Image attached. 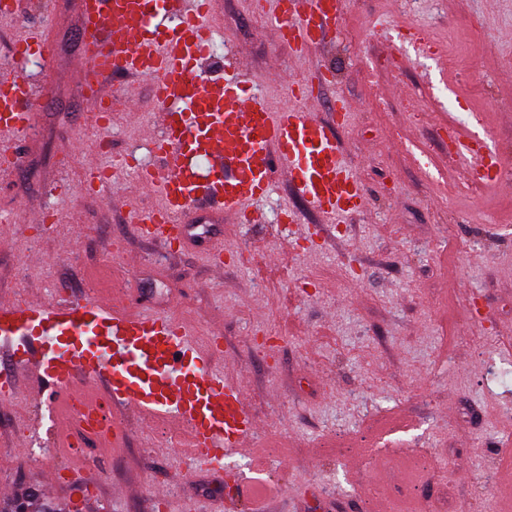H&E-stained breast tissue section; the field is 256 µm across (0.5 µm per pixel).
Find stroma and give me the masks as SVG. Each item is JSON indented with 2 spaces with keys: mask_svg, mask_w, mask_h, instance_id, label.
<instances>
[{
  "mask_svg": "<svg viewBox=\"0 0 512 512\" xmlns=\"http://www.w3.org/2000/svg\"><path fill=\"white\" fill-rule=\"evenodd\" d=\"M70 0H22L0 16V72L26 25L52 28L59 70L77 66ZM257 0H222L220 73L233 61L274 109L294 106L278 73L302 81L326 66L318 117L334 127L366 205L323 224L285 178L260 202L264 221L225 216L233 249L224 275L195 249L150 243L133 209H151L136 169L97 183L89 167L135 153L160 165L141 126L158 111L149 81L120 79L137 111L116 108L108 128L80 110L75 81L44 89L47 109L22 167L0 178V297L84 298L106 266L126 269L156 310L199 342L216 338L213 366L239 382L259 428L254 453L220 473L190 478L163 421L120 414L125 447L97 453L71 480L68 459L26 443L40 404L20 393L0 403V489L31 492L73 512H220L232 476L281 488L266 512H512V176L502 192L474 194L441 143L439 121L471 125L481 111L491 142L512 155V0H344L336 39L297 54L267 25ZM351 105L338 122L336 104ZM458 187L444 193V184ZM297 211L304 226L280 223ZM51 211L54 224H39ZM60 478L44 487L45 467Z\"/></svg>",
  "mask_w": 512,
  "mask_h": 512,
  "instance_id": "stroma-1",
  "label": "stroma"
}]
</instances>
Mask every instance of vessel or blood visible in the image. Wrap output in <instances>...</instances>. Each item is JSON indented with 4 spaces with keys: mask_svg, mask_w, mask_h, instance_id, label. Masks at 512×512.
<instances>
[{
    "mask_svg": "<svg viewBox=\"0 0 512 512\" xmlns=\"http://www.w3.org/2000/svg\"><path fill=\"white\" fill-rule=\"evenodd\" d=\"M269 23L297 53L331 42L341 0H275ZM220 0H73L83 109L102 118L112 102V80L149 79L163 131L150 137L164 159L160 171L142 168L145 190L161 203L132 210L145 237L167 246L182 240L198 212L238 216L253 223V204L268 198L275 170L289 176L295 195L337 224L362 208L365 189L344 165L332 130L309 110L273 111L235 66L207 75L204 65ZM56 42L29 29L12 46L14 72L0 74V174L19 168V145L34 131L43 96L21 69L36 55L53 61ZM465 166L483 173L486 189L500 186L506 160L486 132L454 133ZM0 348L12 369L0 373V399L18 390L15 374L29 370L48 388L47 429L58 448L69 445L63 416L76 396L90 393L113 409L130 408L146 420L175 428L176 445L191 461L224 468L232 451L248 448L254 422L241 387L211 367L213 347H200L189 330L165 313L132 311L106 291L43 302L0 301Z\"/></svg>",
    "mask_w": 512,
    "mask_h": 512,
    "instance_id": "1",
    "label": "vessel or blood"
}]
</instances>
